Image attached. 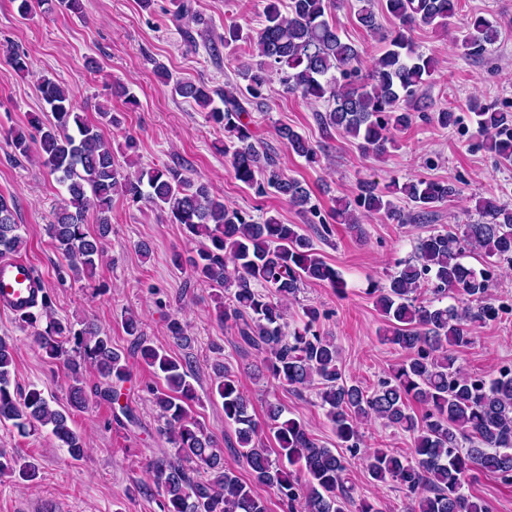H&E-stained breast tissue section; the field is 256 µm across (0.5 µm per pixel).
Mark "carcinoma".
<instances>
[{"label":"carcinoma","mask_w":512,"mask_h":512,"mask_svg":"<svg viewBox=\"0 0 512 512\" xmlns=\"http://www.w3.org/2000/svg\"><path fill=\"white\" fill-rule=\"evenodd\" d=\"M457 5L458 0H382L394 30L386 36L384 52L365 69L359 49L329 20L335 0H288L284 10L281 0H266L263 24L253 40L259 60L241 71L245 87L177 80L172 92L193 100L215 127L224 130V156L230 158L238 181L259 196L272 191L286 198L311 225L318 212L309 190L285 176L276 155L260 146L242 100L262 98L277 74L288 92L327 103L326 112L319 114L322 128L341 130L360 140L363 153L380 157L394 144L393 133L411 125L412 107L421 101L420 91L435 66L434 57L418 51L408 32L416 26L447 29ZM357 22L367 30H379L369 5L358 11ZM498 37L493 23L476 18L467 23L460 47L465 54L476 55ZM38 91L50 107V117L32 116L31 130H12L7 140L13 158L35 159L66 190L68 198L54 213L47 234L53 247L68 258L74 279L92 278L104 260L114 196L151 204L199 240L192 252H174L172 265L215 290L218 323L236 330L243 343L263 353L267 372L280 384L294 391L317 386L337 446L361 448L358 423L372 417L414 436L410 457L388 448L364 454L375 483L395 484L405 494L404 512H491L487 502L463 488L476 470L512 485V366L487 377L473 376L457 365L461 348L471 343L469 324L498 315L490 302L489 272L465 265L462 257L479 251L512 265L511 207L494 197L478 198L479 220L421 240L414 256L399 262L389 275L388 285L371 290L384 321L383 341L409 356L369 391L343 378L335 341L319 331L318 308L306 307L298 321H287L288 303L306 284L323 282L338 292L345 287L341 274L324 261L313 236L301 225L284 224L274 215L256 221L225 204L209 183L192 179L181 168H146L131 160L121 165L100 129L119 124L112 112L100 111V121L92 123L55 81L43 79ZM471 109L479 131L497 134L487 142L488 150L512 164V112L477 98ZM277 136L288 151L318 161L314 145L293 128L284 125ZM394 191L413 202L420 216L458 194L451 183L423 179L396 184ZM90 211L97 214L94 231L87 224ZM15 212L14 204L0 196V257L19 258L26 248ZM360 213L382 215L398 224L410 217L373 181L361 182L354 197L337 200L334 218L361 236ZM429 282L441 293L457 292V303L419 301L418 291ZM17 315L29 326L46 319V328L35 334L34 342L63 362L72 384L64 403L48 400L35 387L20 390L11 379L14 345L0 337V423L9 422L22 434L47 428L71 459L83 458L87 443L70 421L73 413L89 407L83 382V372L89 370L99 379L94 397L118 406L127 423L138 424L134 410L120 404L132 373L111 336L93 322H83L78 329L55 318L44 290ZM123 330L132 337L133 353L158 379L149 392L165 421L160 435L172 454L149 464L146 488L163 496L164 512H267L252 487L224 466L215 436L191 415L197 399L192 361L151 345L135 315L124 319ZM167 330L176 345L191 346L178 316L167 317ZM212 371V395L222 400L224 422L235 426L234 452L253 482L273 489L289 505L304 502L306 512H348L353 496L345 459L320 444L301 422L284 418L278 402L267 403L266 422H257L235 372L219 361ZM411 399L426 407L419 420L408 412ZM36 470L34 459L0 451V475L26 481ZM200 471L207 478L191 476Z\"/></svg>","instance_id":"cac0c4a2"}]
</instances>
